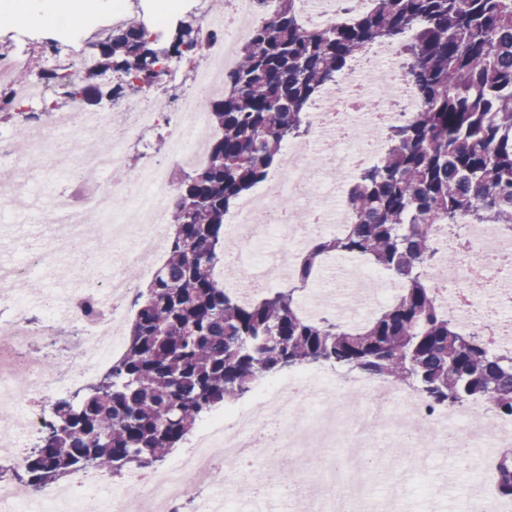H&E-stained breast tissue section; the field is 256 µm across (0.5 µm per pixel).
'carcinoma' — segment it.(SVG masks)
Returning <instances> with one entry per match:
<instances>
[{"mask_svg":"<svg viewBox=\"0 0 512 512\" xmlns=\"http://www.w3.org/2000/svg\"><path fill=\"white\" fill-rule=\"evenodd\" d=\"M351 20L307 29L297 0L238 47L243 64L207 104L214 137L207 160L176 177L167 258L147 291L123 354L99 382L54 402L40 442L14 477L35 487L76 469L114 477L162 461L201 415L253 389L261 375L322 365L420 390L448 407L476 400L512 417V356L461 332L438 304L427 273L440 253L435 224L512 225V0H371ZM200 18L160 45L141 25L114 28L93 44L96 66L45 68L36 76L62 110L98 105L150 84L156 66L199 45ZM400 42L419 100L389 128L390 148L348 185L349 223L320 236L292 284L243 301L216 267L230 244L224 216L271 177L283 145L308 132L320 89L377 39ZM0 112L20 131L36 112ZM365 259L401 283L364 323L307 317L299 293L325 258ZM499 492L512 496V457L499 462Z\"/></svg>","mask_w":512,"mask_h":512,"instance_id":"cac0c4a2","label":"carcinoma"}]
</instances>
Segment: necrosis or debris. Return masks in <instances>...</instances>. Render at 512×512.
Listing matches in <instances>:
<instances>
[{"label": "necrosis or debris", "instance_id": "obj_1", "mask_svg": "<svg viewBox=\"0 0 512 512\" xmlns=\"http://www.w3.org/2000/svg\"><path fill=\"white\" fill-rule=\"evenodd\" d=\"M201 18L204 62L191 73L192 89L173 98L172 84L179 62L163 68L155 82L132 91L125 118L115 124L106 112L77 105L52 113L37 124L25 145L0 132V167L11 170L8 191L0 193V219L22 218L40 224H60L56 251L69 266L63 282L41 301L39 321L26 320V298L14 286L45 264L43 253L25 251L11 266H0V457L21 464L34 434L43 429L48 406L87 385L112 360L124 335L127 310L120 303L136 277L155 273L148 256L167 244L168 216L177 189L173 170L205 158L212 135L206 104L224 86V74L235 65L234 46L245 42L256 24L268 22L279 0H196ZM304 23L323 28L369 10L371 0H323L312 6L300 0ZM143 0H115L102 24H75L66 18L61 29L70 39L68 59L77 67L93 66L92 44L106 30L125 24ZM418 101L395 41L376 42L366 60L352 63L325 87L308 108L306 139L288 143L278 170L252 195L241 198L225 222L232 245V271L224 285L242 298L265 287L288 282L290 257L309 245L312 234H337L349 218L346 189L356 174L383 155L382 133L406 120ZM166 134L164 158H147L136 175H128V150L147 131ZM105 173L104 183L87 186L78 173ZM55 181L68 182L63 192L50 190ZM274 255L255 260L269 239ZM435 238L458 251L453 265H436L429 277L439 304L465 333L485 336L494 351L512 354V289L496 281L475 280L474 265L512 252V232L486 224L467 228L464 239L449 238L445 225ZM80 248H73V240ZM104 243V271L88 275L82 245ZM399 283L360 260L325 262L304 296L303 310L316 315L335 312L340 320L361 322L388 298ZM68 339L70 368L58 373L37 350L39 342ZM331 392L328 415L308 411L311 397ZM426 422L427 432L416 425ZM470 448H511L512 419L488 413L480 402L446 409L430 406L411 388L377 378L332 379L299 369L273 384L257 383L251 405L230 416L204 423L189 448L161 468L128 473L121 483L94 470L76 471L63 489L36 488L0 478V512H138L146 502L152 512H178L194 500L195 512H211L200 485L225 489L224 508L233 512L237 489L246 484L243 459L265 466L296 448H314V463H300L278 480L304 481L310 466L319 469L321 499L312 512H367L371 502L370 468L363 451L379 439L393 448V469L403 468V449L415 457L448 445L449 435ZM362 441L356 451L339 452L350 438Z\"/></svg>", "mask_w": 512, "mask_h": 512}]
</instances>
